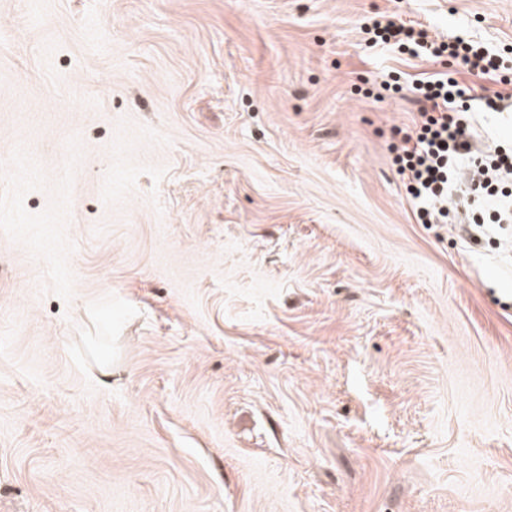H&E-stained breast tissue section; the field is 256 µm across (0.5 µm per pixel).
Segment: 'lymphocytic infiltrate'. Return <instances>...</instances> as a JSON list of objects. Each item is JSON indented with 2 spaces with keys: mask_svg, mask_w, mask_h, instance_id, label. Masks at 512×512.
<instances>
[{
  "mask_svg": "<svg viewBox=\"0 0 512 512\" xmlns=\"http://www.w3.org/2000/svg\"><path fill=\"white\" fill-rule=\"evenodd\" d=\"M365 32L373 44L394 45L414 57L451 58L458 70L491 76L504 66L503 57L482 43L461 37L438 39L418 23L398 24L378 15ZM458 70L412 82L409 89L420 120L394 149L393 162L421 224L447 223L452 213L469 208L471 198L494 196L502 182L512 179V154L477 151L467 135L466 120L474 112L512 110V86L479 97L458 78Z\"/></svg>",
  "mask_w": 512,
  "mask_h": 512,
  "instance_id": "1",
  "label": "lymphocytic infiltrate"
}]
</instances>
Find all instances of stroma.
<instances>
[{"instance_id":"35a3bbf8","label":"stroma","mask_w":512,"mask_h":512,"mask_svg":"<svg viewBox=\"0 0 512 512\" xmlns=\"http://www.w3.org/2000/svg\"><path fill=\"white\" fill-rule=\"evenodd\" d=\"M379 13L0 0V512H512V231L418 223ZM512 149V113H474Z\"/></svg>"}]
</instances>
